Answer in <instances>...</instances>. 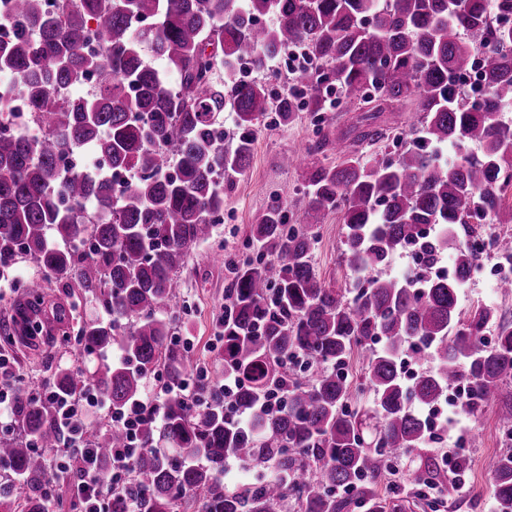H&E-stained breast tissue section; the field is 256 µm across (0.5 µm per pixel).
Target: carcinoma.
I'll use <instances>...</instances> for the list:
<instances>
[{"instance_id": "1", "label": "carcinoma", "mask_w": 512, "mask_h": 512, "mask_svg": "<svg viewBox=\"0 0 512 512\" xmlns=\"http://www.w3.org/2000/svg\"><path fill=\"white\" fill-rule=\"evenodd\" d=\"M5 8L14 30L0 38V73L13 77L0 85V274L28 258L44 280L80 289L107 313L79 330L80 350L99 356L91 377L58 367L49 385L71 400L99 390L117 413L141 405L143 451L126 482L109 488L111 512H129L133 498L142 512H176L186 497L199 499L200 512H286L290 499L297 512H348L350 493L385 512L381 477L404 456L413 483L453 484L443 457L425 450L423 412L463 379L473 401L462 413L500 402L499 426L512 436V323L493 303L458 317L480 256L455 232L512 223L504 206L512 125L498 119L512 107V26L497 21L512 17V0H58L54 14L46 0H6ZM268 15L276 23L259 24ZM92 33L98 56L83 53ZM293 43L310 52L302 88L275 102L265 85L240 79L239 60L264 70ZM146 48L175 83L146 60ZM476 62L481 94L468 99L460 80ZM93 74L92 96L59 95ZM19 95L41 135L12 127ZM406 105L415 138L397 160L358 153L388 137L370 121ZM339 108L362 116L336 136V162L317 158L324 137L283 155V166L301 171L306 206L293 218L275 201L258 215L250 236L262 257L232 264L224 305V372L244 378L235 408L255 411L273 387L286 407L235 424L220 385L199 379L170 396L156 425L148 378L162 369L178 386L195 363L191 346L171 340L166 308L180 294V270L224 212V183L249 164L250 130L271 111L283 125L311 112L322 129ZM226 112L248 130L229 143L215 134ZM467 143L481 154L464 151ZM86 146L104 174L60 168ZM123 170L141 177L115 182ZM335 213L351 272L342 288L327 287L313 264V229ZM415 241L432 262L452 252L453 275L376 274ZM28 288L20 315L41 305L43 280ZM491 323L498 330L489 347ZM373 340L382 345L367 356L375 401L366 407L352 403L349 363ZM407 357L434 366L408 383L399 370ZM286 358L315 375L289 372ZM13 412L22 433L0 438V512H51L52 477L36 447L61 442L59 407L22 384ZM119 440L123 431L110 423L92 434L99 464ZM229 458L247 468L274 461L280 479L230 489ZM487 469L499 512H512V452L491 457Z\"/></svg>"}]
</instances>
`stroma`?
Instances as JSON below:
<instances>
[{
	"instance_id": "stroma-1",
	"label": "stroma",
	"mask_w": 512,
	"mask_h": 512,
	"mask_svg": "<svg viewBox=\"0 0 512 512\" xmlns=\"http://www.w3.org/2000/svg\"><path fill=\"white\" fill-rule=\"evenodd\" d=\"M319 133L311 113L301 112L292 124L282 126L275 113H267L255 128L253 155L249 167L233 176L232 185L224 191V222L217 225L213 238L199 245L180 271L182 294L169 307L175 320L174 333L188 338L198 356L197 370L215 383L224 381V344L217 332L227 300L225 289L232 278L231 261L254 258L259 249L250 239V227L265 208L271 195H279L293 211L304 205L300 178L295 170L284 168L281 157L293 148H302L318 140ZM314 267L327 286L344 287L350 275L342 260L343 225L339 215H330L317 228ZM39 268L31 261L16 265L10 274L0 277V325L11 323L19 300L26 298L27 280L40 277ZM46 310L67 309L62 324L50 334L36 337L34 342L7 341L0 337V353L9 357L11 365L23 380L44 383L56 366L92 367L93 358L81 357L71 341L83 321L104 316L101 305L83 298L70 288L48 284L43 290ZM495 303L503 319L512 321V295L500 293L495 282L478 273L471 277L460 295V313L468 315L476 304ZM477 429L479 440L461 452L463 473L459 486L442 496V512H497L492 497L491 480L486 460L512 451V440L498 426L497 407H482L475 417L464 419L458 436Z\"/></svg>"
}]
</instances>
